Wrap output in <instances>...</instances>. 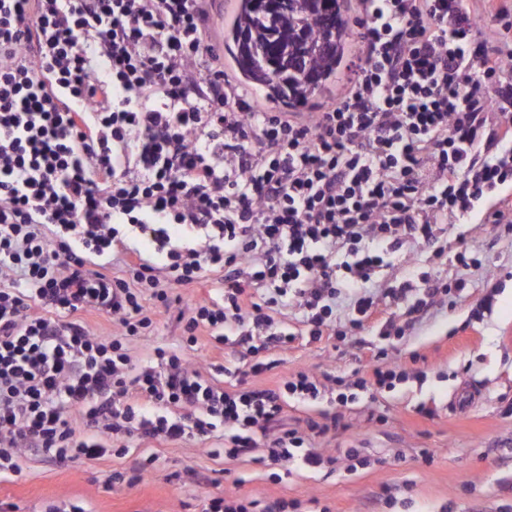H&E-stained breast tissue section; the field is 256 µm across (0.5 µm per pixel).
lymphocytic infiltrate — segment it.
<instances>
[{
	"label": "lymphocytic infiltrate",
	"instance_id": "lymphocytic-infiltrate-1",
	"mask_svg": "<svg viewBox=\"0 0 512 512\" xmlns=\"http://www.w3.org/2000/svg\"><path fill=\"white\" fill-rule=\"evenodd\" d=\"M358 61L313 112H268L224 75L205 0H0V477L27 449L65 464L125 454L132 436H222L212 456L335 464L315 439L340 415L282 428L288 396L338 404L410 377L386 349L371 378L300 369L275 385L260 352L290 347L276 319L298 310L311 339L351 329L404 336L438 295L447 227L486 204L512 230V5L483 32L466 0H358ZM426 269L370 291L407 242ZM216 279L218 299L181 291ZM161 307L190 343L242 347L227 386L125 341ZM111 316L92 334L82 315Z\"/></svg>",
	"mask_w": 512,
	"mask_h": 512
}]
</instances>
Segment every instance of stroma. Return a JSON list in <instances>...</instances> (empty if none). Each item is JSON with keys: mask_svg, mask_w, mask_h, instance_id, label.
<instances>
[{"mask_svg": "<svg viewBox=\"0 0 512 512\" xmlns=\"http://www.w3.org/2000/svg\"><path fill=\"white\" fill-rule=\"evenodd\" d=\"M460 252L478 258V265L461 266ZM448 253L445 274L467 286L432 308L415 330L386 341L369 328L328 342L301 336L277 352V366L263 375L268 385L297 368L361 377L379 346L404 359L425 357L426 378L408 379L390 392L359 393L343 408L328 395L312 403L289 400L291 420L342 413L344 428L318 443L335 455V469L292 464L276 481L257 464L211 456L222 445L217 438L160 445L135 436L126 455L64 467L26 452L19 474L0 480V502L15 504L17 512L54 506L68 512L73 505L84 512H203L208 498L226 492L262 502L280 498L289 502L288 512H512V234L493 233L477 211L449 230ZM155 322L152 333L130 342L134 359L163 346L206 379L228 382L227 374L211 368L224 359L211 337L190 347L166 313H157ZM422 403L433 409L432 418L416 414ZM353 448L367 459L354 470L347 460ZM423 448L433 450L431 464L420 460ZM152 453L158 459L144 482L113 484V472ZM394 488L408 489L409 505L390 502Z\"/></svg>", "mask_w": 512, "mask_h": 512, "instance_id": "1", "label": "stroma"}]
</instances>
